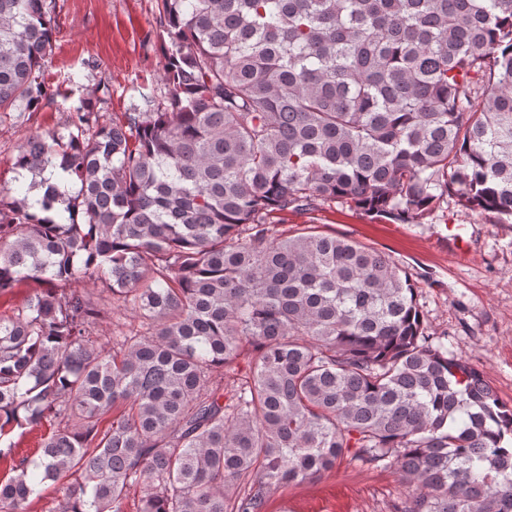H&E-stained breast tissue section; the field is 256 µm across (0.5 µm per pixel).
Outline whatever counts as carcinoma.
<instances>
[{
  "label": "carcinoma",
  "instance_id": "1",
  "mask_svg": "<svg viewBox=\"0 0 512 512\" xmlns=\"http://www.w3.org/2000/svg\"><path fill=\"white\" fill-rule=\"evenodd\" d=\"M159 2L166 106L71 113L14 160L44 195L0 190V294L48 284L0 316V440L48 428L0 512L63 477L49 512H125L137 486V512H262L347 455L398 470L395 512H512V408L424 336L416 284L271 221L417 223L447 196L512 219V0ZM55 14L0 0V112L50 98ZM104 303L145 331L99 335Z\"/></svg>",
  "mask_w": 512,
  "mask_h": 512
}]
</instances>
